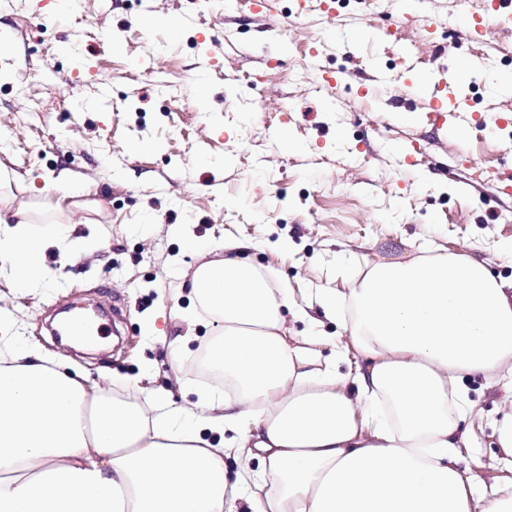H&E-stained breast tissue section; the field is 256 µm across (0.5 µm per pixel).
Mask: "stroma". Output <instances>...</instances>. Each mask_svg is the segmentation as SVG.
Returning <instances> with one entry per match:
<instances>
[{
  "instance_id": "stroma-1",
  "label": "stroma",
  "mask_w": 512,
  "mask_h": 512,
  "mask_svg": "<svg viewBox=\"0 0 512 512\" xmlns=\"http://www.w3.org/2000/svg\"><path fill=\"white\" fill-rule=\"evenodd\" d=\"M476 3L311 0L299 15L280 0L269 28L239 0H0V200L82 238L47 251L36 291L0 282V336L74 359L103 389L137 378L192 403L177 382L207 387L196 361L220 325L184 319L190 275L224 240L300 300L422 246L511 280L512 99L492 84L512 60L462 62L512 46V19L464 38L456 16ZM405 9L420 27H393ZM339 70L349 80L330 88ZM437 76L471 102L467 122L421 105ZM105 297L122 320L102 350L55 340L57 309ZM475 435L488 490L499 451L489 426Z\"/></svg>"
}]
</instances>
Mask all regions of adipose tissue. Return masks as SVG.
<instances>
[{"label": "adipose tissue", "mask_w": 512, "mask_h": 512, "mask_svg": "<svg viewBox=\"0 0 512 512\" xmlns=\"http://www.w3.org/2000/svg\"><path fill=\"white\" fill-rule=\"evenodd\" d=\"M74 232L1 202L0 278L37 288ZM223 249L191 277L194 308L222 321L207 351L224 375L194 410L146 386L106 394L0 339V512H512V479L481 491L460 455L467 379L512 377V281L433 249L373 262L319 294L329 335L238 242ZM291 317L309 325L296 345ZM353 350L362 365L340 372Z\"/></svg>", "instance_id": "1"}]
</instances>
